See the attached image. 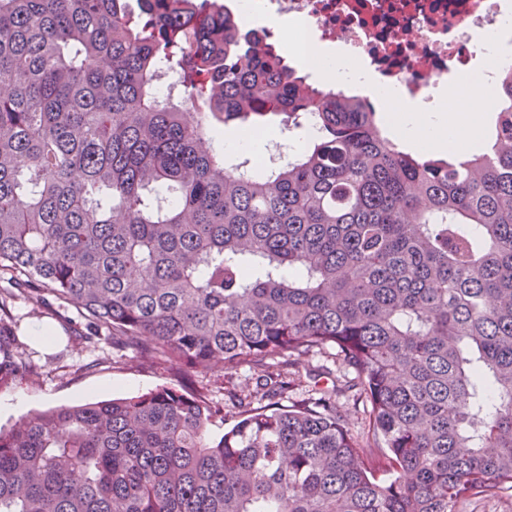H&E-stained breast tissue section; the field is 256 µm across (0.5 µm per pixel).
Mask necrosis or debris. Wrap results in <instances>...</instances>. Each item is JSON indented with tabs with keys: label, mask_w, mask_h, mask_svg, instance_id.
<instances>
[{
	"label": "necrosis or debris",
	"mask_w": 512,
	"mask_h": 512,
	"mask_svg": "<svg viewBox=\"0 0 512 512\" xmlns=\"http://www.w3.org/2000/svg\"><path fill=\"white\" fill-rule=\"evenodd\" d=\"M262 14L300 19L310 40L338 46L381 84L433 105L449 74L476 68L477 40L512 19V0H259Z\"/></svg>",
	"instance_id": "necrosis-or-debris-1"
}]
</instances>
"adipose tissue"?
I'll return each mask as SVG.
<instances>
[{
    "mask_svg": "<svg viewBox=\"0 0 512 512\" xmlns=\"http://www.w3.org/2000/svg\"><path fill=\"white\" fill-rule=\"evenodd\" d=\"M300 22L284 30L283 44L304 69H315L318 78L343 84L372 85L370 74L359 69L344 53L320 47L304 48ZM471 79L467 89H452L442 99L437 111L420 112L405 89L382 88L375 93V106L387 127L421 150L434 154L465 155L482 140V117L487 110L488 93Z\"/></svg>",
    "mask_w": 512,
    "mask_h": 512,
    "instance_id": "ef3b65f1",
    "label": "adipose tissue"
}]
</instances>
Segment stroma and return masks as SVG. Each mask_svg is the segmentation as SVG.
<instances>
[{
	"label": "stroma",
	"mask_w": 512,
	"mask_h": 512,
	"mask_svg": "<svg viewBox=\"0 0 512 512\" xmlns=\"http://www.w3.org/2000/svg\"><path fill=\"white\" fill-rule=\"evenodd\" d=\"M14 331L25 343V360L39 368L38 377L20 374L0 397L25 394L28 401L20 409L0 408V427H11L23 417L60 406L99 402L128 397L161 387H189L213 406L219 407L210 428L212 439H219L238 420L234 408L224 403V392L236 387H255L259 375L249 369L227 373L215 370L181 377L163 364L141 363L132 352H119L111 343L100 339L90 343L72 342L74 329L87 325L86 317L74 306H58L48 301L42 313H32L23 301L9 302ZM40 326L53 329L52 347H41L33 331Z\"/></svg>",
	"instance_id": "stroma-1"
}]
</instances>
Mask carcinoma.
<instances>
[{
  "instance_id": "carcinoma-1",
  "label": "carcinoma",
  "mask_w": 512,
  "mask_h": 512,
  "mask_svg": "<svg viewBox=\"0 0 512 512\" xmlns=\"http://www.w3.org/2000/svg\"><path fill=\"white\" fill-rule=\"evenodd\" d=\"M136 3L0 0V271L118 350L263 389L228 392L244 416L217 441L215 407L169 387L0 428V512H459L512 489V72L480 151L414 156L218 0ZM162 68L198 111L161 102ZM209 115L319 132L238 174ZM4 314L0 387L37 375ZM316 349L345 388L277 407ZM332 360L333 359L330 356L328 357V354L315 351L311 353L309 356L305 357L303 363L305 364L306 368L310 369H330L331 372L333 373V376L338 378V385L341 386V384H344V379H346L348 371L341 363H334ZM336 407L345 415L347 422L353 430L356 431L364 427L365 414L361 403L359 406L358 404L355 406L351 398L337 396Z\"/></svg>"
}]
</instances>
